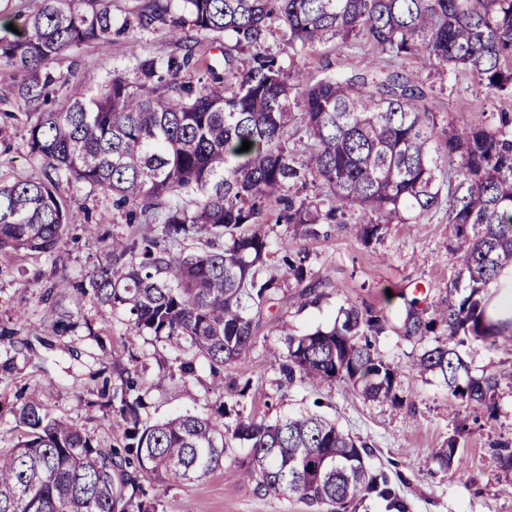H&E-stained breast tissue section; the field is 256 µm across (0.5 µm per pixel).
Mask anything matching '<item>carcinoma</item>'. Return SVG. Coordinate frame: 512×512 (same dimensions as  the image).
Returning <instances> with one entry per match:
<instances>
[{"mask_svg": "<svg viewBox=\"0 0 512 512\" xmlns=\"http://www.w3.org/2000/svg\"><path fill=\"white\" fill-rule=\"evenodd\" d=\"M110 0H42L19 33L0 37V60L15 70L0 84V103L37 114L27 146L46 166L112 194L135 225L107 244L105 263L83 293L107 311L122 309L139 335L184 340L219 373L246 369L252 314L281 288L262 274L269 242L261 227L270 204L277 223L312 238L321 224L360 212L356 234L368 240L396 221L423 224L442 206L454 225L459 268L448 286L445 342L413 360L440 374L451 394L476 411L490 406L512 374L462 378L458 348L470 341L512 347V320L494 323L486 295L512 269V114L493 126L438 130L424 104L419 70L335 74L300 79L268 52L277 37L294 54L334 41L369 43L381 54L414 59L443 73L468 72L479 87L512 97V0H150L124 18L121 31L186 29L250 54L246 71L224 52V72L208 67L196 83L181 80L199 64L197 44L182 38L180 55L132 49L125 66L89 74L58 104L49 66L86 42H112ZM251 148L240 151L243 141ZM455 167L452 182L441 161ZM313 195H308V189ZM54 180L0 186V255L51 253L78 215ZM186 241L201 248L174 246ZM301 252L286 258L302 295L324 285ZM419 300L406 302V331H434ZM329 330L289 336L281 369L302 383L349 381L364 399L399 403L397 367L377 356L368 334L385 321L351 306ZM127 382L119 415L123 449L104 450L46 412L38 394L11 407L23 434L0 455V512H150L140 480L194 482L224 463L230 442L247 443L246 476L258 489L298 494L347 512L370 493L389 494L367 466L365 446L319 415L272 423L240 419L230 428L185 414L146 425ZM432 458L450 466L458 438Z\"/></svg>", "mask_w": 512, "mask_h": 512, "instance_id": "carcinoma-1", "label": "carcinoma"}]
</instances>
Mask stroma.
Wrapping results in <instances>:
<instances>
[{"label": "stroma", "instance_id": "obj_1", "mask_svg": "<svg viewBox=\"0 0 512 512\" xmlns=\"http://www.w3.org/2000/svg\"><path fill=\"white\" fill-rule=\"evenodd\" d=\"M130 40L127 34L113 37L104 49L88 43L55 60L53 70L66 81L62 94H69L89 70L102 73L112 65L127 64ZM267 46L282 65L312 81L335 73L415 67L413 61L376 54L364 46L330 42L301 56L290 55L279 40H269ZM422 81L425 103L441 124L490 125L498 113H512V98L489 95L472 78L455 80L426 72ZM9 110L10 117L0 116V184L47 180L52 170L26 144L31 121L24 107L13 104ZM57 183L61 196L82 205L83 219L71 224L53 253L0 256V324L15 327L12 338L0 339V364L13 361L10 369L0 368V448H11L18 435L12 404L20 392L35 388L52 417L86 432L99 447L122 446L125 425L117 407L105 405L101 390L121 391L133 377L140 385V417L147 424L182 414L219 417L229 425L246 417L273 422L306 410L335 420L367 445L368 467L386 475L392 493L388 500L370 496L356 512H395L389 505L393 499L403 504L404 512H512V470L500 469L492 457L497 443L512 444V386L499 387L491 408L475 411L450 395L442 378L417 374L411 367L426 344L406 336L404 302L425 289L427 318L441 319L457 271L450 248L453 227L445 212L435 213L425 224L389 225L369 242L347 224L321 225L319 237L310 238L268 221L262 227L270 243L265 272L282 276L284 256L308 252L312 269L326 282L321 297L302 296L301 285L285 280L255 317L246 373L228 367L216 375L199 358L194 372L184 376L176 360L186 356L185 347L147 332L132 335L122 311L102 316L96 299L79 291L80 282L104 263L111 238L129 235L133 227L124 211L113 207L111 195L63 177ZM103 215L108 218L104 224L99 221ZM63 279L70 286L57 292L55 302L69 328L60 336L44 317L41 297L46 287ZM352 305L364 315L388 320L372 342L378 355L398 369L400 405L365 401L349 382L339 379L316 387L287 380L272 357L273 350L284 347V332L300 336L330 329L341 321L342 309ZM460 355L474 377L512 372L510 347L473 341L461 347ZM231 385L239 394L229 399L221 390ZM460 424L467 431L458 438L459 460L442 467L431 452L447 447ZM249 461L246 445L234 443L223 466L204 479L176 486L145 482V499L156 512H318L299 495L261 491L255 482L237 479Z\"/></svg>", "mask_w": 512, "mask_h": 512}]
</instances>
